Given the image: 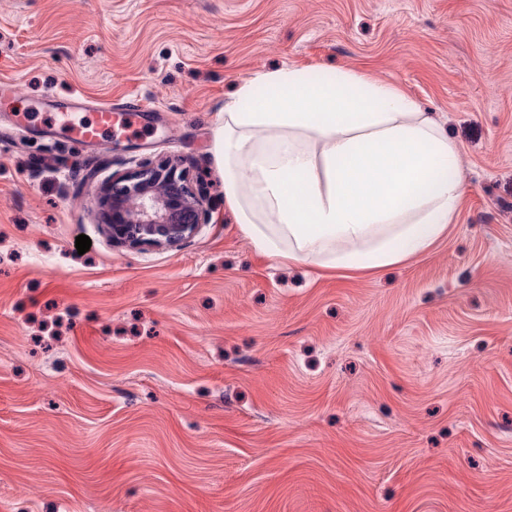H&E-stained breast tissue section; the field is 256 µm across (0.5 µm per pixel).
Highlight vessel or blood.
<instances>
[{
    "mask_svg": "<svg viewBox=\"0 0 512 512\" xmlns=\"http://www.w3.org/2000/svg\"><path fill=\"white\" fill-rule=\"evenodd\" d=\"M46 106L58 116L62 130L71 139L92 145H107L112 141L116 130L138 124L141 114L149 112L151 105L143 100H135L120 104L98 106L90 122L74 123L69 114L82 108L84 99L78 96L61 97L48 94L44 97Z\"/></svg>",
    "mask_w": 512,
    "mask_h": 512,
    "instance_id": "obj_1",
    "label": "vessel or blood"
}]
</instances>
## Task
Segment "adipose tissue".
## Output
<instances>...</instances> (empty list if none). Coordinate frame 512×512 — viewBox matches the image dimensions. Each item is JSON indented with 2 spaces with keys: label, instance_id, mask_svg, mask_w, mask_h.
<instances>
[{
  "label": "adipose tissue",
  "instance_id": "adipose-tissue-1",
  "mask_svg": "<svg viewBox=\"0 0 512 512\" xmlns=\"http://www.w3.org/2000/svg\"><path fill=\"white\" fill-rule=\"evenodd\" d=\"M214 162L256 249L283 264L379 271L430 249L457 217L458 149L391 85L284 66L224 107Z\"/></svg>",
  "mask_w": 512,
  "mask_h": 512
}]
</instances>
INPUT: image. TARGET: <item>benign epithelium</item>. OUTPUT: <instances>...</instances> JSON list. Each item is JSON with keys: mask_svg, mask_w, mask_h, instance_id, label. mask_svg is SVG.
<instances>
[{"mask_svg": "<svg viewBox=\"0 0 512 512\" xmlns=\"http://www.w3.org/2000/svg\"><path fill=\"white\" fill-rule=\"evenodd\" d=\"M98 201L112 243L130 250L177 247L209 222L205 197L190 189L185 171L170 159L112 176Z\"/></svg>", "mask_w": 512, "mask_h": 512, "instance_id": "obj_1", "label": "benign epithelium"}]
</instances>
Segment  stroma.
Segmentation results:
<instances>
[{"label": "stroma", "mask_w": 512, "mask_h": 512, "mask_svg": "<svg viewBox=\"0 0 512 512\" xmlns=\"http://www.w3.org/2000/svg\"><path fill=\"white\" fill-rule=\"evenodd\" d=\"M288 65L447 129L446 238L339 275L241 233L214 129ZM1 77L0 114L48 91L158 110L107 150L39 115L0 150V512H512V0H0ZM162 158L209 224L114 246L98 186Z\"/></svg>", "instance_id": "1"}]
</instances>
